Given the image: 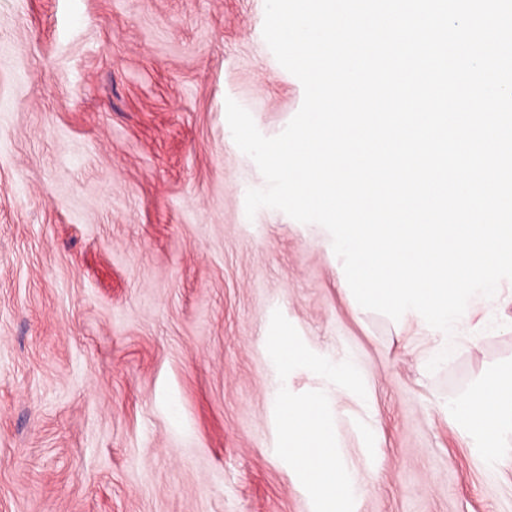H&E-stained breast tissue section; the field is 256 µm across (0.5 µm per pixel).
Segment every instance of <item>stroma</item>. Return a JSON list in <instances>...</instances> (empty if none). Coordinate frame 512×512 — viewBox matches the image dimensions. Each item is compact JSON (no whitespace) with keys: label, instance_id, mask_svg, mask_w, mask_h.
<instances>
[{"label":"stroma","instance_id":"stroma-1","mask_svg":"<svg viewBox=\"0 0 512 512\" xmlns=\"http://www.w3.org/2000/svg\"><path fill=\"white\" fill-rule=\"evenodd\" d=\"M264 0H0V512H313L275 452L266 336L281 310L318 352L355 350L377 473L356 512H512L444 408L512 362L501 325L424 370L425 338L360 311L324 233L245 213L268 137L303 101Z\"/></svg>","mask_w":512,"mask_h":512}]
</instances>
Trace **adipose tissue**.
<instances>
[{
    "label": "adipose tissue",
    "mask_w": 512,
    "mask_h": 512,
    "mask_svg": "<svg viewBox=\"0 0 512 512\" xmlns=\"http://www.w3.org/2000/svg\"><path fill=\"white\" fill-rule=\"evenodd\" d=\"M475 447L488 461H496L512 438V365L501 368L478 388L449 402Z\"/></svg>",
    "instance_id": "1"
}]
</instances>
